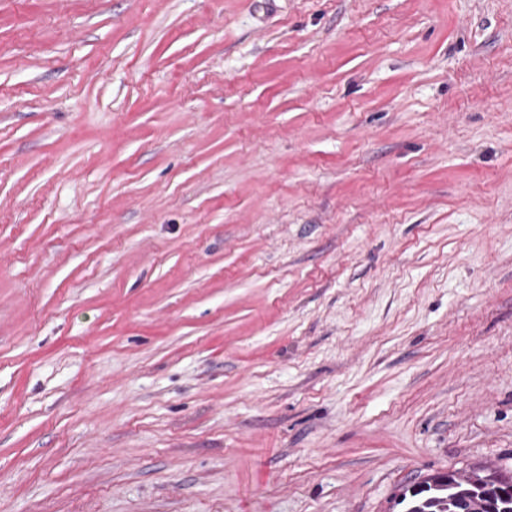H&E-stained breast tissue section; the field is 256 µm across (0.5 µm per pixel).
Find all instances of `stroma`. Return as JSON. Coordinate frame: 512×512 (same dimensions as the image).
I'll return each mask as SVG.
<instances>
[{
  "label": "stroma",
  "mask_w": 512,
  "mask_h": 512,
  "mask_svg": "<svg viewBox=\"0 0 512 512\" xmlns=\"http://www.w3.org/2000/svg\"><path fill=\"white\" fill-rule=\"evenodd\" d=\"M512 474V0H0V512H402Z\"/></svg>",
  "instance_id": "stroma-1"
}]
</instances>
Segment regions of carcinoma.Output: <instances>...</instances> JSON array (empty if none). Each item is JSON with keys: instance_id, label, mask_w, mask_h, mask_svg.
<instances>
[{"instance_id": "obj_1", "label": "carcinoma", "mask_w": 512, "mask_h": 512, "mask_svg": "<svg viewBox=\"0 0 512 512\" xmlns=\"http://www.w3.org/2000/svg\"><path fill=\"white\" fill-rule=\"evenodd\" d=\"M490 469L481 467L465 477L426 482L422 489L402 494L404 512H455L460 500L472 503L477 512H512V495L502 496L489 479Z\"/></svg>"}]
</instances>
